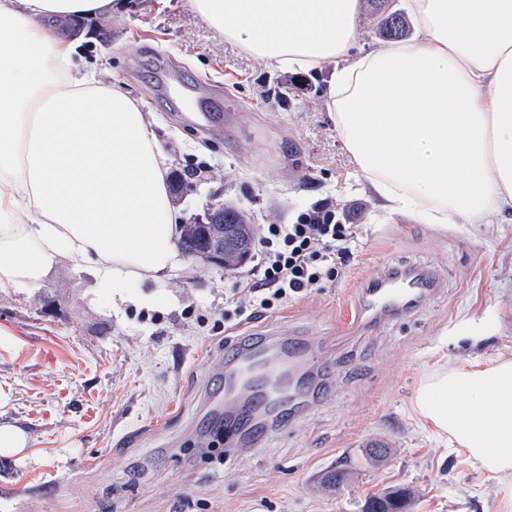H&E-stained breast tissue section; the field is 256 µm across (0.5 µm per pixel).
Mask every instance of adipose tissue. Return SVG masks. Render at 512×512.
Here are the masks:
<instances>
[{
  "mask_svg": "<svg viewBox=\"0 0 512 512\" xmlns=\"http://www.w3.org/2000/svg\"><path fill=\"white\" fill-rule=\"evenodd\" d=\"M217 35L294 72L331 69L327 105L378 205L438 227L512 217V0H407L414 37L353 53L360 0H188ZM124 0H0V290L61 261L112 296L186 259L154 130L75 54ZM84 20L79 40L58 21ZM413 415L512 512V358L442 364Z\"/></svg>",
  "mask_w": 512,
  "mask_h": 512,
  "instance_id": "1",
  "label": "adipose tissue"
}]
</instances>
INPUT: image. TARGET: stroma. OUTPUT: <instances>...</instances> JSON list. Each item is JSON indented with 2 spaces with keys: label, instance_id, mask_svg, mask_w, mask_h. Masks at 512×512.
Wrapping results in <instances>:
<instances>
[{
  "label": "stroma",
  "instance_id": "1",
  "mask_svg": "<svg viewBox=\"0 0 512 512\" xmlns=\"http://www.w3.org/2000/svg\"><path fill=\"white\" fill-rule=\"evenodd\" d=\"M107 36L101 80L120 86L151 122L183 189L179 224L207 205L254 224H286L312 202L353 208L360 252L335 287L217 333L229 269L187 259L153 304H113L96 280L61 262L41 288L0 291V422L27 430L0 455V512H360L371 493L408 489L410 512H497L493 482L418 422L410 400L438 362L512 356V223L439 228L375 206L327 109L328 73L306 74L280 101L288 70L216 35L187 0H129ZM210 83L224 122L191 121L181 84ZM433 275L410 312L364 317L362 291L388 268ZM296 338L314 355L318 388L286 418L261 421L244 446L209 451L224 344L250 334ZM383 440L387 456L367 447ZM346 464L350 480L327 487Z\"/></svg>",
  "mask_w": 512,
  "mask_h": 512
}]
</instances>
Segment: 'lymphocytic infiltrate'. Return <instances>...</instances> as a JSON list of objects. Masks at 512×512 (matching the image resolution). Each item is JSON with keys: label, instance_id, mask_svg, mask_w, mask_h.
<instances>
[{"label": "lymphocytic infiltrate", "instance_id": "lymphocytic-infiltrate-1", "mask_svg": "<svg viewBox=\"0 0 512 512\" xmlns=\"http://www.w3.org/2000/svg\"><path fill=\"white\" fill-rule=\"evenodd\" d=\"M362 231L330 200L317 201L288 224H263L255 263L224 298V322L239 327L282 309L290 300L335 286L361 246Z\"/></svg>", "mask_w": 512, "mask_h": 512}]
</instances>
